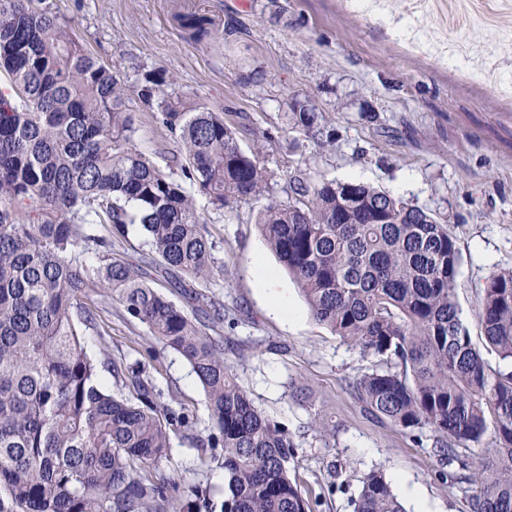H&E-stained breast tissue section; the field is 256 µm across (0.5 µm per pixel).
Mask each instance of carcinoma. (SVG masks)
I'll use <instances>...</instances> for the list:
<instances>
[{
  "label": "carcinoma",
  "instance_id": "cac0c4a2",
  "mask_svg": "<svg viewBox=\"0 0 512 512\" xmlns=\"http://www.w3.org/2000/svg\"><path fill=\"white\" fill-rule=\"evenodd\" d=\"M0 71L10 84L0 90V512H310L288 476L294 441L239 385L209 333L213 304L186 284L216 263L191 188L232 208L267 192L263 162L223 114L162 94L166 78L153 72L135 92L178 143L169 166L181 178L160 169L132 148L129 87L42 0H0ZM288 126L325 145L297 101ZM293 183L298 204L271 202L256 224L313 319L374 359L354 381L365 410L408 435L430 432L440 462L469 472L472 512H512V270L487 278L477 314L505 364L493 370L461 319L448 224L368 184ZM134 225L149 247L137 265L112 256V238ZM150 268L185 288L187 305L152 287ZM95 297L192 368L207 445L223 449L221 510L199 485L146 475L190 416L142 373L86 353ZM103 368L129 395L112 392ZM490 431L485 465L473 449ZM360 483L354 512H406L381 471Z\"/></svg>",
  "mask_w": 512,
  "mask_h": 512
}]
</instances>
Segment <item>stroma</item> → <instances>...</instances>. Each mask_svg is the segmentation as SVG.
Here are the masks:
<instances>
[{"mask_svg": "<svg viewBox=\"0 0 512 512\" xmlns=\"http://www.w3.org/2000/svg\"><path fill=\"white\" fill-rule=\"evenodd\" d=\"M127 85L166 76L165 94L187 96L223 113L245 152L270 173L268 193L215 209L196 204L216 243L218 271L196 291L224 307L212 336L264 414L285 427L296 450L288 474L313 512H353L364 473L383 471L407 512L416 489L429 512H471L456 483L438 480L431 445H418L365 411L354 380L372 358L343 343L310 315L287 272L279 281L299 310L294 322L272 316L257 286L256 254L278 261L255 217L269 201L292 202L290 178L355 181L444 216L462 256L456 280L461 317L479 337L482 288L512 269V0H44ZM209 31L234 25L217 50L192 37L186 20ZM319 115L316 146L288 127L293 102ZM133 143L157 165L173 138L137 95ZM96 326L82 342L96 359L144 368L164 399L192 425L171 435V452L151 475L180 474L224 499L222 449L193 445L212 429L204 393L189 366L164 349L117 305H94ZM334 437L315 436L313 419Z\"/></svg>", "mask_w": 512, "mask_h": 512, "instance_id": "stroma-1", "label": "stroma"}]
</instances>
